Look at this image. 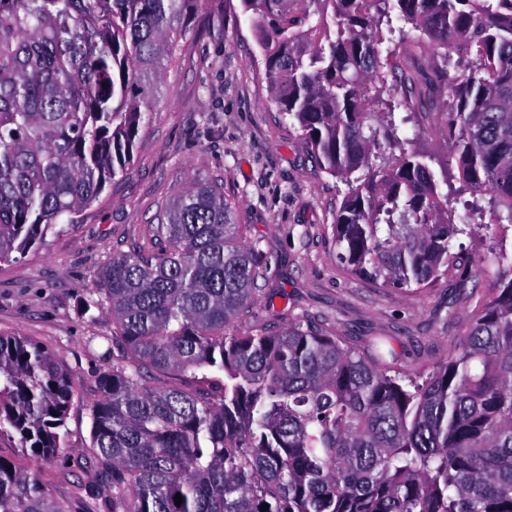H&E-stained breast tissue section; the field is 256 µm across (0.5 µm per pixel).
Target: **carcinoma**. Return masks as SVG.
<instances>
[{"label": "carcinoma", "instance_id": "cac0c4a2", "mask_svg": "<svg viewBox=\"0 0 512 512\" xmlns=\"http://www.w3.org/2000/svg\"><path fill=\"white\" fill-rule=\"evenodd\" d=\"M194 2L0 0V262L73 223L130 161ZM241 2L272 98L348 186L336 260L406 295L452 271L479 281L454 248L512 230V0ZM395 19L450 87L444 193L396 135L416 83L407 39L381 48ZM455 180L491 194L487 223L457 214ZM245 236L224 192L194 180L148 248L99 273L118 355L98 378L90 453L112 512H512V255L498 248L448 358L404 385L312 323L238 328L262 277ZM74 397L55 355L0 333V438L39 463L58 455ZM0 512L69 510L0 456Z\"/></svg>", "mask_w": 512, "mask_h": 512}]
</instances>
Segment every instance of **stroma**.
<instances>
[{"mask_svg": "<svg viewBox=\"0 0 512 512\" xmlns=\"http://www.w3.org/2000/svg\"><path fill=\"white\" fill-rule=\"evenodd\" d=\"M408 70L422 94L399 135L413 139L435 170L450 153L440 109L448 88L424 49H415ZM194 179L220 186L235 203L264 271L241 329L306 319L350 345L384 336L410 377L432 370L466 330L470 302L455 276L408 296L373 287L336 261L332 224L345 185L315 167L299 130L273 103L241 0H200L131 161L73 223L24 258L0 264V332L56 354L76 390L67 448L36 472L69 512L108 507L106 482L89 454L98 374L112 362V318L95 304L94 275L113 253L142 244L148 225Z\"/></svg>", "mask_w": 512, "mask_h": 512, "instance_id": "obj_1", "label": "stroma"}]
</instances>
